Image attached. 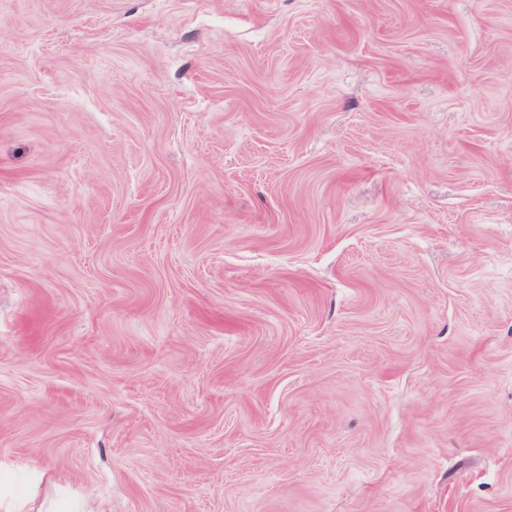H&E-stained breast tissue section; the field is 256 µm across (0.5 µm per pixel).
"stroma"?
Listing matches in <instances>:
<instances>
[{
	"label": "stroma",
	"mask_w": 512,
	"mask_h": 512,
	"mask_svg": "<svg viewBox=\"0 0 512 512\" xmlns=\"http://www.w3.org/2000/svg\"><path fill=\"white\" fill-rule=\"evenodd\" d=\"M0 499L512 512V0H0Z\"/></svg>",
	"instance_id": "stroma-1"
}]
</instances>
